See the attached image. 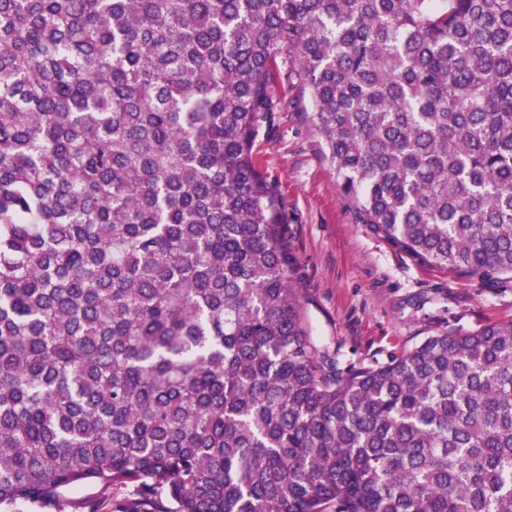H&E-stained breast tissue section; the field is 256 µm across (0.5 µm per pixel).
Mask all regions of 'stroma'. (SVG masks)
<instances>
[{"mask_svg": "<svg viewBox=\"0 0 512 512\" xmlns=\"http://www.w3.org/2000/svg\"><path fill=\"white\" fill-rule=\"evenodd\" d=\"M273 95L279 110L262 122L254 152L282 198L292 281L312 334L339 367L385 364L440 331L512 320V278L482 282L419 262L356 223L310 102L284 79ZM124 495L83 484L67 492L63 512H107Z\"/></svg>", "mask_w": 512, "mask_h": 512, "instance_id": "1", "label": "stroma"}]
</instances>
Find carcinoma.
Listing matches in <instances>:
<instances>
[{
  "label": "carcinoma",
  "instance_id": "1",
  "mask_svg": "<svg viewBox=\"0 0 512 512\" xmlns=\"http://www.w3.org/2000/svg\"><path fill=\"white\" fill-rule=\"evenodd\" d=\"M288 55L357 223L512 276V0H0V508L512 512V320L311 335L254 153ZM125 493L120 487H114L110 492L95 484L79 485L66 493L67 504L62 512H107L109 500L123 498Z\"/></svg>",
  "mask_w": 512,
  "mask_h": 512
}]
</instances>
